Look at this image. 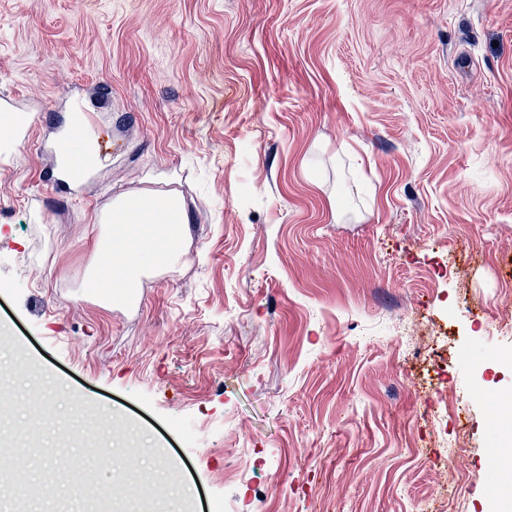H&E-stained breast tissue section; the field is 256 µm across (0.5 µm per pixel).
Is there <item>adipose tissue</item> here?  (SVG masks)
<instances>
[{
    "mask_svg": "<svg viewBox=\"0 0 512 512\" xmlns=\"http://www.w3.org/2000/svg\"><path fill=\"white\" fill-rule=\"evenodd\" d=\"M98 221L103 225L94 242L99 262L85 283L90 293L113 304H124L147 272L144 255L156 256L164 268L181 261L191 215L178 191L142 189L118 196ZM117 242L124 244L123 252H114Z\"/></svg>",
    "mask_w": 512,
    "mask_h": 512,
    "instance_id": "obj_1",
    "label": "adipose tissue"
}]
</instances>
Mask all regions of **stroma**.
Masks as SVG:
<instances>
[{"label":"stroma","instance_id":"1","mask_svg":"<svg viewBox=\"0 0 512 512\" xmlns=\"http://www.w3.org/2000/svg\"><path fill=\"white\" fill-rule=\"evenodd\" d=\"M80 95L108 150L45 180ZM0 473L125 512H502L512 0H0ZM165 175L181 262L85 296L95 218ZM413 322L410 337L396 336ZM181 467L171 471L167 461ZM78 493L86 497L90 503L91 508L88 512H122L121 504L115 499H107L101 497L95 490L92 480H88L85 484L77 489Z\"/></svg>","mask_w":512,"mask_h":512}]
</instances>
